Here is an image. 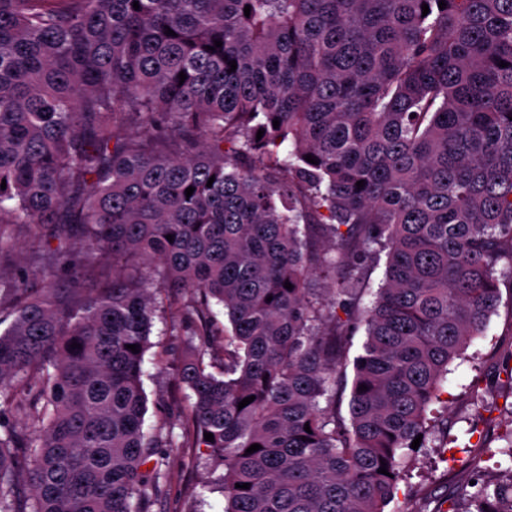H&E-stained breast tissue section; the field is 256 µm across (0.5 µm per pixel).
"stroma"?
<instances>
[{"label":"stroma","instance_id":"1","mask_svg":"<svg viewBox=\"0 0 512 512\" xmlns=\"http://www.w3.org/2000/svg\"><path fill=\"white\" fill-rule=\"evenodd\" d=\"M502 302L492 315L484 336L475 339L462 359L450 367L443 385L448 400V426L452 434L460 435L475 430L488 449L481 466L486 476L497 472L495 451L502 447L500 424L512 413V377L502 369L499 350L512 343V283L500 285ZM151 348L145 354L143 384L148 397L145 429L159 426L169 429L173 437H180V414L184 407L182 390L168 376L161 374L154 363L156 354L177 357L182 350L181 337L171 335L164 320L155 319L150 336ZM485 388L487 407L473 403L472 385ZM467 459L462 443L439 450L430 449L429 459L423 468L413 470L409 482L398 485L394 500L387 512H399L409 487H422L424 492L434 493L445 499L452 489L462 484L467 474L463 469H449L447 461L452 457ZM159 468L168 476L164 495L153 512H224V498L219 492L210 491L217 476L212 473L203 448H162L157 454Z\"/></svg>","mask_w":512,"mask_h":512}]
</instances>
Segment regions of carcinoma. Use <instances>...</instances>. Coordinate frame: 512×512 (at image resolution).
Instances as JSON below:
<instances>
[{
	"label": "carcinoma",
	"mask_w": 512,
	"mask_h": 512,
	"mask_svg": "<svg viewBox=\"0 0 512 512\" xmlns=\"http://www.w3.org/2000/svg\"><path fill=\"white\" fill-rule=\"evenodd\" d=\"M438 2L0 0V266L38 244L0 276V512H152L159 448L207 449L224 512H385L416 436L457 442L431 406L512 283V0ZM159 313L179 443L144 431ZM469 468L448 512H512V465ZM364 327H362L353 339V346L349 351L347 364L341 370V382L336 390V405L343 417L349 416L350 389L353 379V359L361 351V345L365 338Z\"/></svg>",
	"instance_id": "1"
}]
</instances>
